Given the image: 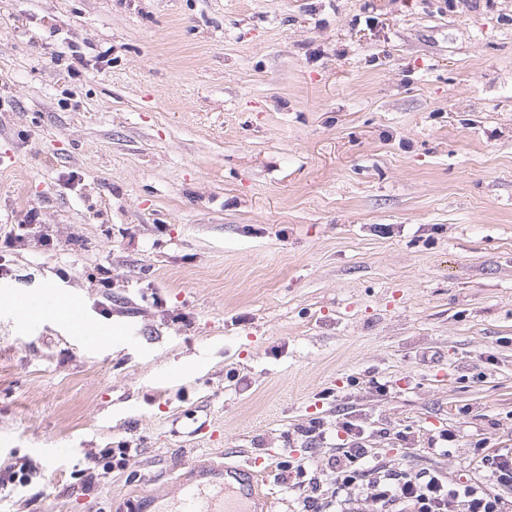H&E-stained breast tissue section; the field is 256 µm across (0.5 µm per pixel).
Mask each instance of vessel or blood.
<instances>
[{
    "mask_svg": "<svg viewBox=\"0 0 512 512\" xmlns=\"http://www.w3.org/2000/svg\"><path fill=\"white\" fill-rule=\"evenodd\" d=\"M251 470L241 468L228 480L182 482L175 491L149 495L153 512H255Z\"/></svg>",
    "mask_w": 512,
    "mask_h": 512,
    "instance_id": "obj_1",
    "label": "vessel or blood"
}]
</instances>
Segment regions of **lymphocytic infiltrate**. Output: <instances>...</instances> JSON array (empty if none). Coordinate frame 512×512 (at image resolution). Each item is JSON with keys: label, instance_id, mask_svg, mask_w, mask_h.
<instances>
[{"label": "lymphocytic infiltrate", "instance_id": "lymphocytic-infiltrate-1", "mask_svg": "<svg viewBox=\"0 0 512 512\" xmlns=\"http://www.w3.org/2000/svg\"><path fill=\"white\" fill-rule=\"evenodd\" d=\"M341 428L349 439L334 464L338 489L364 488L379 512H506L505 502L478 484H453L437 473L409 469L385 472L371 466L375 452L360 442L357 424Z\"/></svg>", "mask_w": 512, "mask_h": 512}]
</instances>
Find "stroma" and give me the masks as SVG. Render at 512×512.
Masks as SVG:
<instances>
[{
    "mask_svg": "<svg viewBox=\"0 0 512 512\" xmlns=\"http://www.w3.org/2000/svg\"><path fill=\"white\" fill-rule=\"evenodd\" d=\"M11 232L0 512H135L255 458L258 512H304L286 452L324 512H376L336 488L345 418L512 498L472 456L512 453V0H0ZM47 290L112 342L20 320ZM306 462L293 459L289 456V459H285L280 462L279 470L282 472L284 479L288 482V474L294 473L297 482L292 484L293 490L303 499L305 511L320 512L321 508L318 507L319 497L317 495L318 488L313 485V482H309L307 479V467Z\"/></svg>",
    "mask_w": 512,
    "mask_h": 512,
    "instance_id": "stroma-1",
    "label": "stroma"
}]
</instances>
